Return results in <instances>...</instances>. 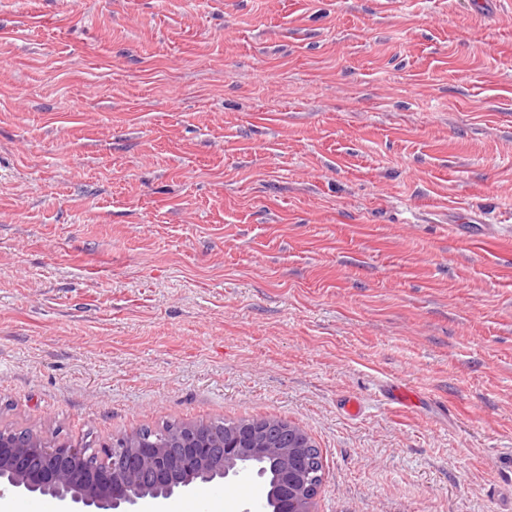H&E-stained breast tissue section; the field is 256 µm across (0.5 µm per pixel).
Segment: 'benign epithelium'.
<instances>
[{"instance_id": "1", "label": "benign epithelium", "mask_w": 512, "mask_h": 512, "mask_svg": "<svg viewBox=\"0 0 512 512\" xmlns=\"http://www.w3.org/2000/svg\"><path fill=\"white\" fill-rule=\"evenodd\" d=\"M276 417L244 420L224 434L183 423L154 439L137 432L95 442L29 437L0 426V495L50 496L63 512H143L250 470L266 485L263 512H316L321 482L310 436ZM274 478H269L268 471Z\"/></svg>"}]
</instances>
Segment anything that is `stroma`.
I'll list each match as a JSON object with an SVG mask.
<instances>
[{"label":"stroma","instance_id":"1","mask_svg":"<svg viewBox=\"0 0 512 512\" xmlns=\"http://www.w3.org/2000/svg\"><path fill=\"white\" fill-rule=\"evenodd\" d=\"M462 218L512 230L502 0H0L1 426L274 416L318 512H512V246Z\"/></svg>","mask_w":512,"mask_h":512}]
</instances>
